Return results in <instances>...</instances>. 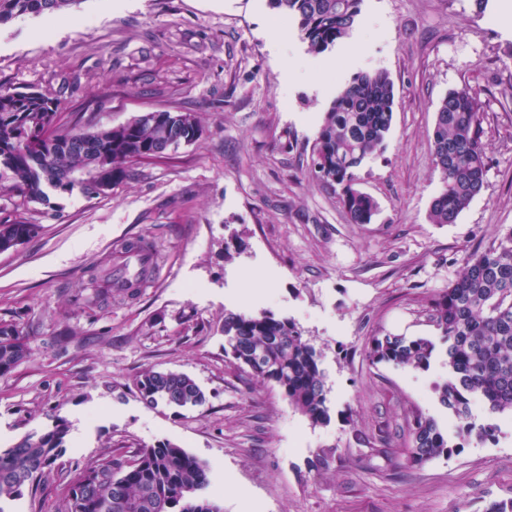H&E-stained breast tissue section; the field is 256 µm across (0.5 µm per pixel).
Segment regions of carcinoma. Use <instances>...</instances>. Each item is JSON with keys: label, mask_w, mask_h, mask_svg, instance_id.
I'll return each mask as SVG.
<instances>
[{"label": "carcinoma", "mask_w": 512, "mask_h": 512, "mask_svg": "<svg viewBox=\"0 0 512 512\" xmlns=\"http://www.w3.org/2000/svg\"><path fill=\"white\" fill-rule=\"evenodd\" d=\"M80 0H0V24L26 14H52ZM363 0H269L293 18L311 54L318 56L347 38ZM394 82L383 70L355 73L337 92L312 146L311 170L322 184L340 189L352 224H370L376 201L357 188L356 171L380 152L390 132ZM59 105L41 92L0 86V192L17 194L20 206L46 201L44 188L69 192L78 186L96 193V174L109 169L112 183L132 176V163L158 158L202 133L192 112L168 113L154 124L133 117L118 127L97 128L92 116L63 128ZM480 100L466 87L453 89L439 103L432 129L431 163L443 188L431 204L433 224H453L481 192L487 171ZM37 225L0 221V246L36 234ZM432 319L447 344L448 376L434 385L441 406L458 422V436L495 438L493 423L471 421V403L481 401L491 414L512 416V231L469 254L459 278L430 302ZM224 336L235 364L278 387L291 406L312 423L329 420L326 381L319 355L290 319L271 312H229ZM434 342L425 336H382L368 352L374 363L414 370L429 368ZM25 336L13 322H0V376L27 354ZM149 405L196 406L204 394L189 376L173 371H144L137 379ZM69 428L59 420L52 429L29 434L0 453V500H14L50 475L65 450ZM407 463L421 466L449 455L448 434L435 418L413 415ZM210 484L207 463L170 442L138 449L133 463L108 458L85 467L67 485L59 512H222L204 494Z\"/></svg>", "instance_id": "obj_1"}]
</instances>
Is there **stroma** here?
<instances>
[{
  "instance_id": "stroma-1",
  "label": "stroma",
  "mask_w": 512,
  "mask_h": 512,
  "mask_svg": "<svg viewBox=\"0 0 512 512\" xmlns=\"http://www.w3.org/2000/svg\"><path fill=\"white\" fill-rule=\"evenodd\" d=\"M502 0H363L348 39L312 56L296 23L274 28L268 0H82L0 25V84L51 94L60 123L116 127L147 110L195 113L201 137L133 163L99 195L48 190L0 220L38 225L0 252V320L27 356L0 376V451L69 425L53 473L11 512H58L88 464L171 442L206 461L223 512H485L512 499V418L494 440L410 467L413 412L457 422L433 385L448 375L431 298L469 252L512 230V22ZM395 85L384 149L358 169L378 203L352 224L310 171L337 89L358 71ZM483 104L487 172L456 223L428 214L441 189L431 131L449 90ZM158 253L132 297L90 284L129 242ZM293 320L321 355L330 419L312 424L280 391L226 356L228 312ZM426 336L428 370L375 364V336ZM176 371L202 404L147 406L142 371Z\"/></svg>"
}]
</instances>
